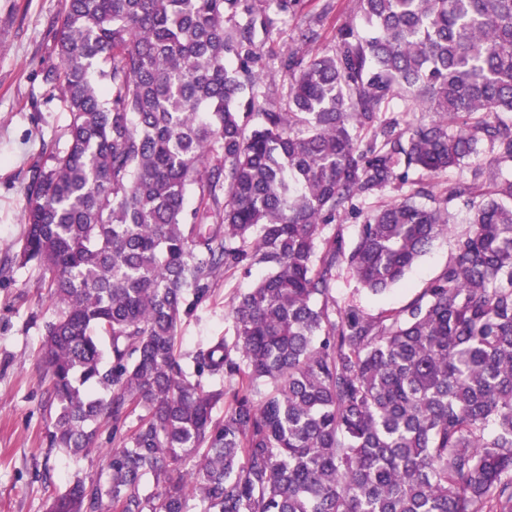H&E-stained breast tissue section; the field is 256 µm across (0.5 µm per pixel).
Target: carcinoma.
<instances>
[{"mask_svg": "<svg viewBox=\"0 0 512 512\" xmlns=\"http://www.w3.org/2000/svg\"><path fill=\"white\" fill-rule=\"evenodd\" d=\"M304 2L63 0L44 81L71 120L16 252L54 300L49 444L144 415L47 512H512V178L475 169L432 207L408 181L485 141L512 162V0H355L334 44L310 26L280 58L284 109L260 47ZM395 99L436 119L404 127ZM397 181L347 246L336 220ZM456 200V253L405 308L336 302L344 265L399 283ZM254 268L188 371L182 319Z\"/></svg>", "mask_w": 512, "mask_h": 512, "instance_id": "obj_1", "label": "carcinoma"}]
</instances>
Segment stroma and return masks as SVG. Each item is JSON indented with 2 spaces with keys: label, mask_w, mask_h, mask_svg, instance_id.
Masks as SVG:
<instances>
[{
  "label": "stroma",
  "mask_w": 512,
  "mask_h": 512,
  "mask_svg": "<svg viewBox=\"0 0 512 512\" xmlns=\"http://www.w3.org/2000/svg\"><path fill=\"white\" fill-rule=\"evenodd\" d=\"M353 0H306L279 34L263 47L270 68L300 44L312 17L324 13L323 42L351 21ZM62 0H0V512H46L51 499L75 478H107V452L118 439L104 430L95 450L73 455L50 447L51 422L45 407L44 365L39 348L54 317L47 282L38 267L21 266L15 254L24 236V187L31 167L46 148L66 139L70 114L43 81L57 65V21ZM451 233L437 238L404 280L382 297L369 295L347 269L336 277L339 304L365 315L397 311L416 297L455 253V237L467 228L462 202L448 206ZM259 271L217 280L210 298L183 319L181 351L192 357L210 337L230 332L231 298L252 288Z\"/></svg>",
  "instance_id": "1"
}]
</instances>
